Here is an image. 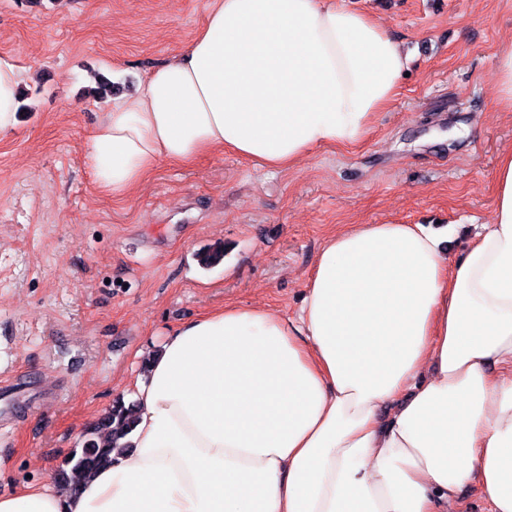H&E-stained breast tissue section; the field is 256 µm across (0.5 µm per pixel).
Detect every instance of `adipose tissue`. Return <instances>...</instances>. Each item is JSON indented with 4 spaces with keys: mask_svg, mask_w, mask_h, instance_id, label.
<instances>
[{
    "mask_svg": "<svg viewBox=\"0 0 512 512\" xmlns=\"http://www.w3.org/2000/svg\"><path fill=\"white\" fill-rule=\"evenodd\" d=\"M408 58L345 0H214L188 46L114 97L88 136L122 197L159 164L231 152L285 171L353 146ZM20 75L0 56V135ZM491 224L450 259L426 224L327 238L297 319L234 304L142 356L129 450L78 493L0 494V512H512V147ZM388 417H381V410Z\"/></svg>",
    "mask_w": 512,
    "mask_h": 512,
    "instance_id": "adipose-tissue-1",
    "label": "adipose tissue"
}]
</instances>
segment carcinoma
<instances>
[{"mask_svg":"<svg viewBox=\"0 0 512 512\" xmlns=\"http://www.w3.org/2000/svg\"><path fill=\"white\" fill-rule=\"evenodd\" d=\"M96 86L91 91L93 98L106 100L113 96V83L104 76L95 77ZM224 260V245L217 244L198 254V261L204 268H212ZM136 423L134 403L117 400L111 409L104 413L83 434L78 446L62 460L55 473V481L69 486L76 493L79 484H70L81 475H91L112 464V452L130 448L126 437Z\"/></svg>","mask_w":512,"mask_h":512,"instance_id":"carcinoma-1","label":"carcinoma"}]
</instances>
